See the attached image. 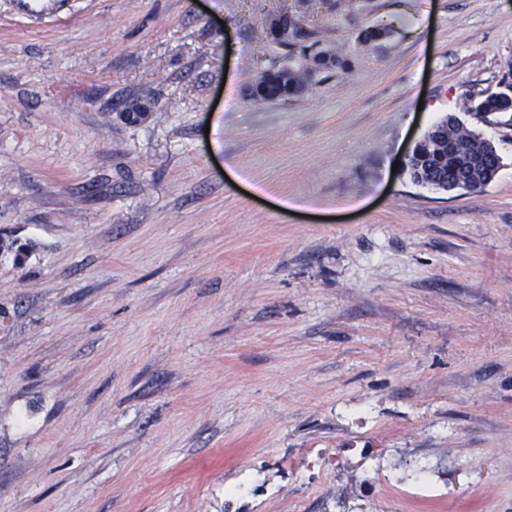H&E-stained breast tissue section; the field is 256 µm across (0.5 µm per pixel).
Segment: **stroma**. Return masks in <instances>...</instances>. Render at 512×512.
I'll use <instances>...</instances> for the list:
<instances>
[{
    "label": "stroma",
    "instance_id": "35a3bbf8",
    "mask_svg": "<svg viewBox=\"0 0 512 512\" xmlns=\"http://www.w3.org/2000/svg\"><path fill=\"white\" fill-rule=\"evenodd\" d=\"M510 83L512 0H0V512H512ZM295 21L288 14L276 15L268 20V31L271 35L272 43L288 46L292 41V22ZM281 70L287 69H277L268 71L263 79L253 85L251 89V97L256 100H265L271 98L272 100L278 99H286L289 95H294L300 93L303 88L308 86V81L310 79V75L305 72L300 66L298 68L291 67L288 69V72L282 77L281 81V91L283 93L288 92V96L283 93L272 94L268 96L270 91V87H272L276 81L277 76L281 72ZM512 85H507L504 91L488 92L483 95L477 103L469 106L468 112H472L481 120L489 121L492 116L497 123L510 125L512 122ZM509 115V117H508ZM508 117V118H507ZM500 118H505L501 120ZM431 129L415 145L416 160L409 170L412 179L433 188L476 189L495 178L498 158L487 144L495 154L498 151L491 140L485 141L456 118L447 117Z\"/></svg>",
    "mask_w": 512,
    "mask_h": 512
}]
</instances>
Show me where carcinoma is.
<instances>
[{
  "mask_svg": "<svg viewBox=\"0 0 512 512\" xmlns=\"http://www.w3.org/2000/svg\"><path fill=\"white\" fill-rule=\"evenodd\" d=\"M309 79L302 68L293 67L282 77L281 91L297 94L308 86ZM468 111L484 121L492 116L500 124H511L512 86L486 93ZM498 170V158L489 152L485 138L448 117L420 140L409 175L433 188L475 189L490 183Z\"/></svg>",
  "mask_w": 512,
  "mask_h": 512,
  "instance_id": "1",
  "label": "carcinoma"
}]
</instances>
